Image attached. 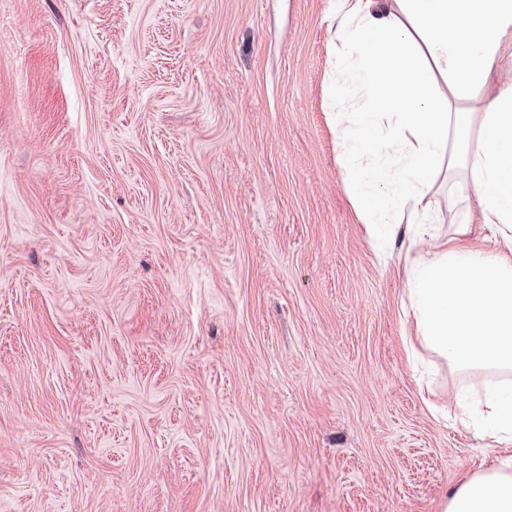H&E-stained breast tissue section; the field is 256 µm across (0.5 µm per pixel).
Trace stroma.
<instances>
[{
	"label": "stroma",
	"instance_id": "35a3bbf8",
	"mask_svg": "<svg viewBox=\"0 0 512 512\" xmlns=\"http://www.w3.org/2000/svg\"><path fill=\"white\" fill-rule=\"evenodd\" d=\"M335 0H0V512H439L483 374L404 335ZM438 237L467 223L445 180Z\"/></svg>",
	"mask_w": 512,
	"mask_h": 512
}]
</instances>
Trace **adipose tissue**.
Masks as SVG:
<instances>
[{
	"mask_svg": "<svg viewBox=\"0 0 512 512\" xmlns=\"http://www.w3.org/2000/svg\"><path fill=\"white\" fill-rule=\"evenodd\" d=\"M336 83L357 73L360 112H337L342 157L354 166L359 220L373 240L417 219L413 243L431 234L424 198L439 172L478 206L495 242L477 251L455 236L416 254L407 298L416 334L407 345L487 384L465 422L478 437H512V0H337ZM441 512H512V457L466 474Z\"/></svg>",
	"mask_w": 512,
	"mask_h": 512,
	"instance_id": "1",
	"label": "adipose tissue"
}]
</instances>
